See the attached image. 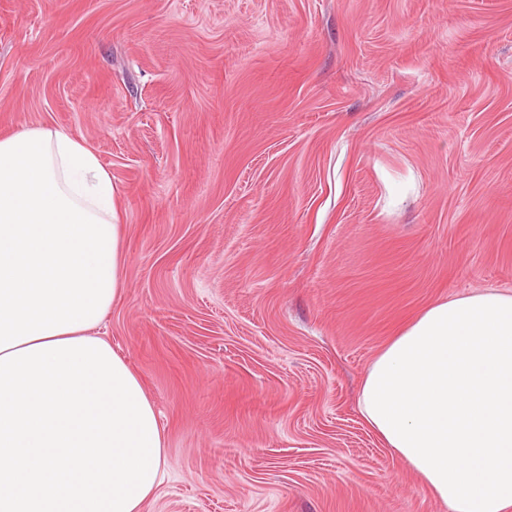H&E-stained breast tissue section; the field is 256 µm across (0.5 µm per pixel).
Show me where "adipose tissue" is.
I'll use <instances>...</instances> for the list:
<instances>
[{
	"label": "adipose tissue",
	"mask_w": 512,
	"mask_h": 512,
	"mask_svg": "<svg viewBox=\"0 0 512 512\" xmlns=\"http://www.w3.org/2000/svg\"><path fill=\"white\" fill-rule=\"evenodd\" d=\"M121 265L95 150L46 124L0 138V355L94 337ZM357 405L449 512H512V292L430 305L371 362Z\"/></svg>",
	"instance_id": "ef3b65f1"
}]
</instances>
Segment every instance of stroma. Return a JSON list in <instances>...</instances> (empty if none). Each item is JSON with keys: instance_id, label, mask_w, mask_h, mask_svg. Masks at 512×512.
<instances>
[{"instance_id": "obj_1", "label": "stroma", "mask_w": 512, "mask_h": 512, "mask_svg": "<svg viewBox=\"0 0 512 512\" xmlns=\"http://www.w3.org/2000/svg\"><path fill=\"white\" fill-rule=\"evenodd\" d=\"M44 123L118 190L141 512H448L357 395L429 305L512 291V0H0V138Z\"/></svg>"}]
</instances>
